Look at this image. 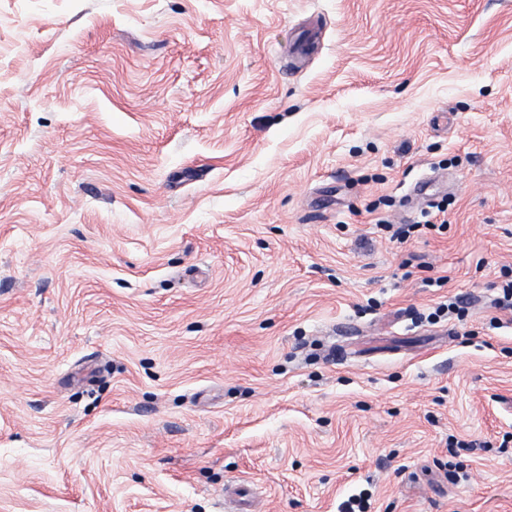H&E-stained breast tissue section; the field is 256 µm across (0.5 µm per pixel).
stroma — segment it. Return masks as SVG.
I'll return each mask as SVG.
<instances>
[{
  "mask_svg": "<svg viewBox=\"0 0 512 512\" xmlns=\"http://www.w3.org/2000/svg\"><path fill=\"white\" fill-rule=\"evenodd\" d=\"M511 278L512 0H0V512H512Z\"/></svg>",
  "mask_w": 512,
  "mask_h": 512,
  "instance_id": "obj_1",
  "label": "stroma"
}]
</instances>
